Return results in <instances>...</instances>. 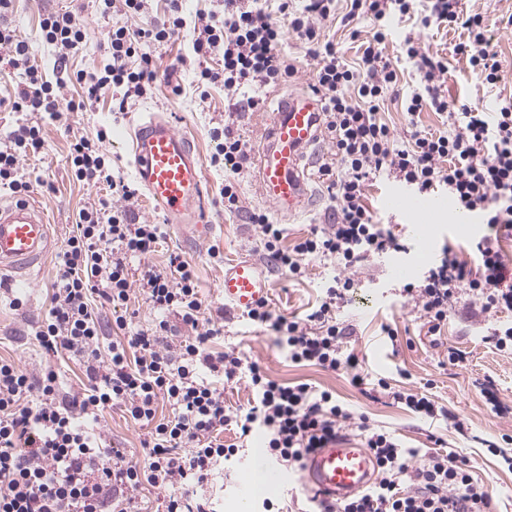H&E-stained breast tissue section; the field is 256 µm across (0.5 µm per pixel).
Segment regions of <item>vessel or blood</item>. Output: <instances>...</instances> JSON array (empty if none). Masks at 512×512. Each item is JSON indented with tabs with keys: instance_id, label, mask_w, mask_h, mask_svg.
Returning <instances> with one entry per match:
<instances>
[{
	"instance_id": "1",
	"label": "vessel or blood",
	"mask_w": 512,
	"mask_h": 512,
	"mask_svg": "<svg viewBox=\"0 0 512 512\" xmlns=\"http://www.w3.org/2000/svg\"><path fill=\"white\" fill-rule=\"evenodd\" d=\"M323 138L321 105L306 92H289L278 101L276 117L266 130L255 159L254 177L262 197L282 215L308 211L313 180L310 151ZM134 174L149 201L171 224L189 227L195 239H209L213 227L206 222L202 163L190 140L169 122L143 121L133 139ZM390 209H406L427 216L443 209L446 198L423 199L390 194ZM55 239L47 213L37 202L0 198V274L30 280L52 253ZM271 292L265 270L250 260L234 262L224 272L221 295L227 308L245 312L266 300ZM251 479L276 487L285 473L251 453ZM375 478V464L366 448L342 438L310 457L303 481L321 494L346 499L366 490Z\"/></svg>"
}]
</instances>
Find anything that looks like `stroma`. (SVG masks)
<instances>
[{"mask_svg": "<svg viewBox=\"0 0 512 512\" xmlns=\"http://www.w3.org/2000/svg\"><path fill=\"white\" fill-rule=\"evenodd\" d=\"M464 10L482 14L490 40L502 62V80L496 86L482 84L470 70L465 59L453 51L462 41V30L429 28L420 31L422 46L430 54L448 62L446 84L451 94L467 100L470 106L482 112L496 111L502 98L512 97V25L506 20L512 16V0H461ZM70 0H15L12 13L7 16L10 27L20 39L32 48L37 62L44 67L49 80L62 81L54 70V53L38 36L40 14L69 7ZM84 21L86 39L80 52L71 60L74 69L95 70L106 57L107 33L115 17H101L92 0H85ZM192 31L184 29L171 43L154 51L160 63V72L151 94L133 102L127 112L116 115L111 111L112 93L104 91L100 101L92 107L64 112L61 119L52 120L34 112L0 111V136L7 135L23 124L40 123L44 147L40 154L20 158L19 172L31 184L29 199L47 208L53 224L57 247H64L74 230L77 210L97 196L108 194L107 185H88L73 179L67 154L70 142L78 136H95L99 129H107L106 148L116 175L133 181V136L142 115L153 112L167 118L175 128L192 140L202 161L207 221L215 232L208 241H194L185 229L169 224L162 212L156 211L147 197H140L135 217L142 224H157L161 238L154 253L130 261L133 274L150 266L164 267L169 254H180L194 267L198 290L203 301L204 317L221 333L212 338L215 351L235 349L249 360L259 362L268 374L286 383H309L336 394L355 417L365 418L368 425L393 433L405 446L429 450L433 438H440L448 450L467 460L475 478L489 484L491 512H512V468L504 461V454H512V444H503V437H512V354L502 353L484 343L483 338L494 326L512 324V310L484 314L479 300L461 293L448 306V321L439 342H432L418 313L408 303L403 288L419 283L434 260L440 259L445 249H452L469 268H477L479 257L471 246L478 236L489 234L488 225H449L446 218L434 216L420 221L409 213L387 209L386 198L396 187L385 175H377L367 188L368 203L381 224L387 225L403 240L406 249L368 257L353 277V286L346 294L336 317L348 331L343 340V351L354 354L365 373L375 378H386L392 388H411L429 393L448 411L462 419L466 432L412 413L383 392L370 387L352 385L346 369L325 371L314 366L291 363L285 352L275 344L270 328L257 326L246 316L226 312L221 286L224 268L248 257L261 260L262 247L254 228L248 222L251 211H266L270 222L284 225L289 239L306 236L314 230H324L332 223L333 214L327 184L315 180L316 205L299 216L288 218L270 209L261 197L252 169H245L238 179L242 209L226 212L220 197L224 185V171L211 165L216 151L211 137L213 128L223 126L226 113H233V129L238 134L259 141L274 117V108L284 89L263 92L264 105L252 111L240 97L227 96L223 84L209 87L207 97H200L195 86V74L200 65L215 67V60L199 63L191 49ZM177 80L182 94H173L170 80ZM61 104L77 99L78 89L71 82L62 81ZM220 246L222 261L211 259V246ZM57 256H50L43 271L31 284L13 280L11 274L0 276V357L18 362L32 373H39L45 365H53L62 380L61 395L71 398L81 392L87 383L82 364L64 355L47 357L34 338V331L49 313L52 289L57 279ZM343 268L331 258L310 259L307 275L296 281L287 272L270 269L272 291L269 301L277 312L289 317H305L332 285ZM393 328L396 340H389L385 330ZM463 351V363L448 361L449 348ZM491 380L499 401L507 405L508 413L498 414L483 395L480 385ZM105 445L118 448L125 456L139 459L143 456L142 442L147 435L145 426L131 422L116 407L105 411L100 419ZM226 442H242L243 449L233 462L225 464L205 488L215 512H238L239 500L246 493L250 452L256 446L254 437L238 438L235 429L224 432ZM500 443L503 454L490 452L489 446ZM254 507L263 501L279 503L289 512H308L311 488L299 474H292L281 486L255 490Z\"/></svg>", "mask_w": 512, "mask_h": 512, "instance_id": "35a3bbf8", "label": "stroma"}]
</instances>
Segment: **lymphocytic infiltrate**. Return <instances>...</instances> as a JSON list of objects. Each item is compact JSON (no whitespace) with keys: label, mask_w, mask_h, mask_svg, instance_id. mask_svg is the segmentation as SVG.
<instances>
[{"label":"lymphocytic infiltrate","mask_w":512,"mask_h":512,"mask_svg":"<svg viewBox=\"0 0 512 512\" xmlns=\"http://www.w3.org/2000/svg\"><path fill=\"white\" fill-rule=\"evenodd\" d=\"M12 2L0 0V63L16 70L20 80L13 96L0 99V108L57 118L58 86L47 80L28 42L1 21ZM94 2L100 16L144 19L134 28L113 25L106 64L72 74L86 101L112 89L120 112L144 98L157 80L159 65L151 47L171 42L185 27L193 29V54L219 63L215 69L200 68L198 87L223 83L227 94L246 95L254 110L263 103L262 90L285 85L296 73L281 51L286 37L307 44L315 61L310 89L321 102L334 156L319 174L331 187L336 221L290 246L284 243L283 225L271 223L264 211H252L250 222L267 256L292 278H302L313 257L337 259L347 275L335 278L306 318L276 313L266 301L247 311L248 320L274 332L291 362L328 371L347 368L355 385L366 381L355 357L342 354L346 331L336 320V309L352 286L351 270L371 255L399 248L366 202V186L377 174L420 196L447 187L456 209L481 217L497 231L512 232V98L488 113L448 97L446 64L409 36L402 58L417 82L404 99V110L411 116L433 110L445 117V127L415 129L401 141L381 116L399 79V65L382 52L394 17L424 29H464L467 37L455 53L465 57L483 83L500 81L502 64L486 36L485 19L464 11L460 0H427L422 10L415 0H224L222 12L200 10L191 18L182 0H168L160 21L149 20V0ZM336 15L347 24L358 19L373 24L358 61H349L321 31L322 22ZM38 34L53 48L55 67L64 68L84 43L86 27L81 14L61 9L42 14ZM212 137L217 147L211 162L226 173L221 198L225 210L234 213L240 203L236 177L254 145L229 124L213 129ZM107 139L101 129L70 144L68 161L76 180L108 185L112 193L77 212L75 230L58 255L53 306L35 331L46 354L65 352L83 360L88 383L63 402L52 367L36 375L0 359V512H140L133 493L146 486L169 490L166 512H212L199 490L238 455V445L224 440L232 425L243 438L261 433L266 455L292 473L335 442L345 427L356 426L376 460L377 478L348 500L315 499L314 512H489L485 484L458 464L456 453L402 446L394 434L354 422L352 412L330 391L278 382L258 362L233 350L212 352L209 342L216 331L203 325L195 269L180 255H170L166 267L142 271L136 286L157 319L149 329L130 330V260L155 252L161 232L158 225L135 222L139 191L114 176ZM43 147L37 124L19 126L1 138L0 190L17 196L29 192L19 159ZM475 250L478 271L449 250L419 285H406V296L429 335L440 333L448 302L462 289L480 300L483 312L512 309V284L497 240L483 237ZM102 306L110 308L116 334L106 347L98 314ZM242 378L251 391L247 407H225L220 382ZM162 400L172 414L160 419L156 411ZM114 406L149 426L143 460L102 445L96 427L102 412Z\"/></svg>","instance_id":"obj_1"}]
</instances>
